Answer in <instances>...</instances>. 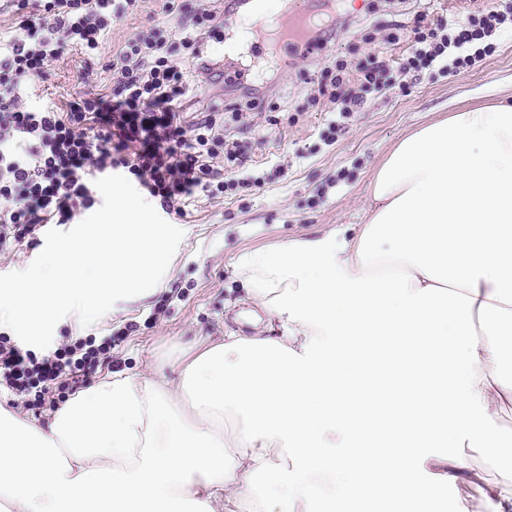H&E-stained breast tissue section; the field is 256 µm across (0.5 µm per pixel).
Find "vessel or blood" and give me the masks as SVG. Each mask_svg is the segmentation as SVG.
Returning a JSON list of instances; mask_svg holds the SVG:
<instances>
[{
    "label": "vessel or blood",
    "instance_id": "obj_1",
    "mask_svg": "<svg viewBox=\"0 0 512 512\" xmlns=\"http://www.w3.org/2000/svg\"><path fill=\"white\" fill-rule=\"evenodd\" d=\"M237 9L255 25L246 52L231 45L224 48V69L233 79L248 81L253 66L265 62L270 52L285 56L304 51L313 19L308 0H281L274 9L268 0H237Z\"/></svg>",
    "mask_w": 512,
    "mask_h": 512
}]
</instances>
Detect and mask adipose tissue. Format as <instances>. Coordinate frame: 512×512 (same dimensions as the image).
Instances as JSON below:
<instances>
[{
	"label": "adipose tissue",
	"instance_id": "obj_1",
	"mask_svg": "<svg viewBox=\"0 0 512 512\" xmlns=\"http://www.w3.org/2000/svg\"><path fill=\"white\" fill-rule=\"evenodd\" d=\"M367 221L238 261L278 336L187 348L177 380L104 377L47 424L0 408V512H440L512 410V101L457 109L374 170ZM453 448L439 452L435 442Z\"/></svg>",
	"mask_w": 512,
	"mask_h": 512
}]
</instances>
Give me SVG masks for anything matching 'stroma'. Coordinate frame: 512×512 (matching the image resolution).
Listing matches in <instances>:
<instances>
[{
  "instance_id": "obj_1",
  "label": "stroma",
  "mask_w": 512,
  "mask_h": 512,
  "mask_svg": "<svg viewBox=\"0 0 512 512\" xmlns=\"http://www.w3.org/2000/svg\"><path fill=\"white\" fill-rule=\"evenodd\" d=\"M484 4L457 0L452 9L446 0H354L336 19V41L329 52L290 61L272 86L256 73L258 107L228 125L226 140L247 152L259 185L193 202L183 240L160 283L147 296L118 302L93 325L66 316L54 330L52 348L78 336L101 340L135 324V331L113 346L111 365L88 374L91 386L111 372L141 378L159 367L177 378L184 349L207 348L232 331L279 335L278 320L254 304L238 276L240 256L365 223L370 177L401 138L457 108L489 104L500 88L512 87V32L506 30L496 37V53L465 73L452 76L434 67L420 78L403 76L392 89L369 93L365 109L344 119L342 132L329 144L322 133L335 106L319 96L315 84L326 57L352 68L373 55L397 65L410 42L388 44L386 24L412 28L422 10L430 20L451 27ZM163 5V0H144L138 15L113 27L109 46L141 30L174 26V16ZM83 67L80 55H68L48 79L34 80L29 104H58L109 84V73L100 70L89 83H78L76 74Z\"/></svg>"
}]
</instances>
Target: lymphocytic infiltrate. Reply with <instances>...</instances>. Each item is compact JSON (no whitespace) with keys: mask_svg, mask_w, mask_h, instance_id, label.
Segmentation results:
<instances>
[{"mask_svg":"<svg viewBox=\"0 0 512 512\" xmlns=\"http://www.w3.org/2000/svg\"><path fill=\"white\" fill-rule=\"evenodd\" d=\"M15 32L0 36V252L34 244L46 226L71 224L100 202L96 180L118 173L154 198L169 218H187L192 198L219 199L254 185L243 151L226 148L224 105L203 99V86H233L223 66L204 54L219 35L223 10L166 0L173 30L153 27L132 35L110 55L102 49L112 28L135 14L141 0H5ZM416 15V43L403 71L430 67L461 73L496 51L495 36L512 28V5H490L459 22L452 34L426 27ZM77 52L89 82L92 63L111 71L108 93H86L64 106L27 101L33 79H44ZM319 94L358 108L363 91L391 82L385 61L361 65L353 90L343 63L325 67ZM111 339L87 336L40 357L0 336V381L24 405H56L101 365Z\"/></svg>","mask_w":512,"mask_h":512,"instance_id":"1","label":"lymphocytic infiltrate"}]
</instances>
